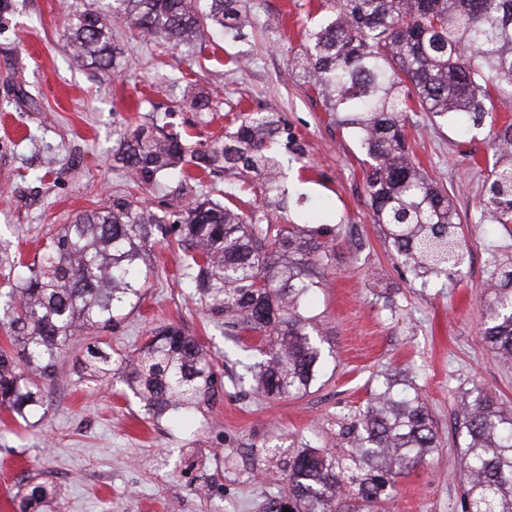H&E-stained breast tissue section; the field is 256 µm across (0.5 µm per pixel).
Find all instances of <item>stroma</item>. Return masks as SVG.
I'll list each match as a JSON object with an SVG mask.
<instances>
[{
  "mask_svg": "<svg viewBox=\"0 0 512 512\" xmlns=\"http://www.w3.org/2000/svg\"><path fill=\"white\" fill-rule=\"evenodd\" d=\"M87 3L0 0V241L29 262L48 229L117 194L171 213L203 194L223 199L229 183L242 184L247 209L264 210L274 223L336 230L326 284L307 304L327 365L309 392L286 399L260 397L239 383L234 343L178 282L174 237H155L147 248L154 273L139 308L125 310L101 337L123 354L151 328L179 326L216 354L222 392L189 422H152L123 384L80 382L74 365L82 351L71 348L47 387L44 410L20 422L0 411V512H20L28 476L56 484L67 512H257L282 485L263 448H335L386 370L412 379L443 439L398 480L396 512H459L460 482L448 461L461 400L478 384L512 406V367L495 359L483 336L490 260L512 257V224L479 221L487 128L466 132L425 112L408 117L417 159L447 191L465 230L459 273L424 288L374 221L359 141L288 64L304 50L306 29L324 16L321 0H246L244 37L205 29L190 56L113 25L121 53L108 74L75 67L64 45L68 19ZM191 82L210 97L206 115L183 100ZM265 109L276 110L281 134L303 155L289 168L288 194L279 202L252 173L134 188L114 157L119 131L142 123L166 124L195 145L223 135L231 116ZM202 462L215 479L207 500L194 491Z\"/></svg>",
  "mask_w": 512,
  "mask_h": 512,
  "instance_id": "stroma-1",
  "label": "stroma"
}]
</instances>
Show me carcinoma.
<instances>
[{"mask_svg":"<svg viewBox=\"0 0 512 512\" xmlns=\"http://www.w3.org/2000/svg\"><path fill=\"white\" fill-rule=\"evenodd\" d=\"M323 24L306 33L292 68L322 96L365 151L364 173L375 222L386 227L401 263L426 286L451 276L446 248L463 254L462 227L448 196L413 158L407 114H458L470 128L489 126V182L479 220L512 223V123L496 127L512 105V0H325ZM124 23L162 46L192 53L209 24L233 40L244 35L241 0H96L65 29L74 62L101 72L114 67L112 23ZM275 113H241L224 138L202 150L178 134L137 126L120 136L118 155L135 183L184 177L185 166L253 172L271 198L285 194L283 154L270 147ZM172 234L184 247L181 279L232 334L257 342L243 363L246 380L265 398L305 393L325 362L305 300L325 285L333 230L287 228L266 213H245L206 196L178 213H155L127 196L54 230L27 274L0 299V409L26 421L46 403V382L69 347L84 348L78 380H119L150 419L188 414L210 404L222 386L216 359L195 337L169 324L149 332L130 355L82 335L114 328L139 306L148 273L147 244ZM490 350L512 362V261H493ZM457 453L461 512H512V408L474 387L461 407ZM441 446L418 392L385 378L355 420L349 447L303 448L284 460V488L261 512H394L396 478ZM22 512L64 497L25 478Z\"/></svg>","mask_w":512,"mask_h":512,"instance_id":"cac0c4a2","label":"carcinoma"}]
</instances>
